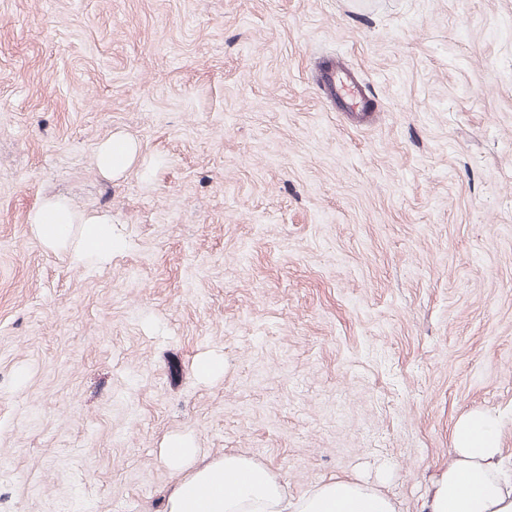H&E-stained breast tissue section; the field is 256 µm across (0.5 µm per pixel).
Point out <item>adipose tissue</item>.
I'll return each mask as SVG.
<instances>
[{
    "label": "adipose tissue",
    "instance_id": "obj_1",
    "mask_svg": "<svg viewBox=\"0 0 512 512\" xmlns=\"http://www.w3.org/2000/svg\"><path fill=\"white\" fill-rule=\"evenodd\" d=\"M135 154V144L116 135L101 144L95 165L102 175L118 174ZM29 222L48 248L68 249L77 267L108 262L118 246L106 217H75L62 197L46 199ZM452 440L453 458L426 505L428 512H512V472L502 466L497 417L468 413L455 423ZM164 457L177 476L167 512H397L384 492L347 477L289 497L287 483L243 454L227 451L201 462L185 438L170 440Z\"/></svg>",
    "mask_w": 512,
    "mask_h": 512
}]
</instances>
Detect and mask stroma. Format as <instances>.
<instances>
[{"label": "stroma", "instance_id": "35a3bbf8", "mask_svg": "<svg viewBox=\"0 0 512 512\" xmlns=\"http://www.w3.org/2000/svg\"><path fill=\"white\" fill-rule=\"evenodd\" d=\"M474 410L511 469L512 0H0V512H164L176 437L422 512ZM321 63L324 87L341 112H371L367 84L356 71L333 58ZM136 154V145L123 136H111L99 147L95 165L102 175L112 176L127 170ZM29 224L48 248H67L71 263L77 267L91 260L108 262L118 246L112 223L106 217L97 214L75 217L63 197L46 199L29 216ZM73 224H82L77 238L73 237Z\"/></svg>", "mask_w": 512, "mask_h": 512}]
</instances>
